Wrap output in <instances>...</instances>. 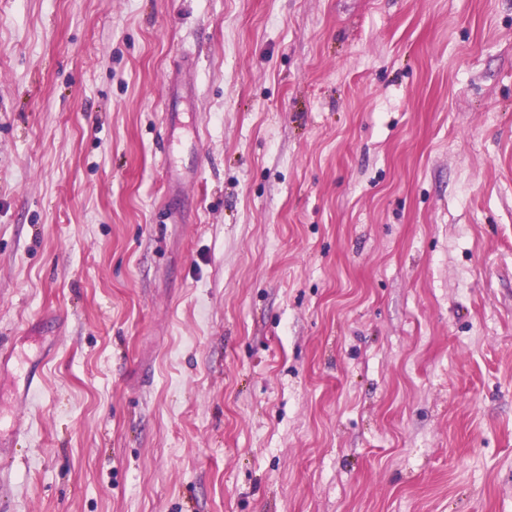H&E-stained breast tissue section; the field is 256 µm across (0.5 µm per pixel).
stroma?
<instances>
[{"label": "stroma", "instance_id": "stroma-1", "mask_svg": "<svg viewBox=\"0 0 512 512\" xmlns=\"http://www.w3.org/2000/svg\"><path fill=\"white\" fill-rule=\"evenodd\" d=\"M0 349V512H512V0H0Z\"/></svg>", "mask_w": 512, "mask_h": 512}]
</instances>
